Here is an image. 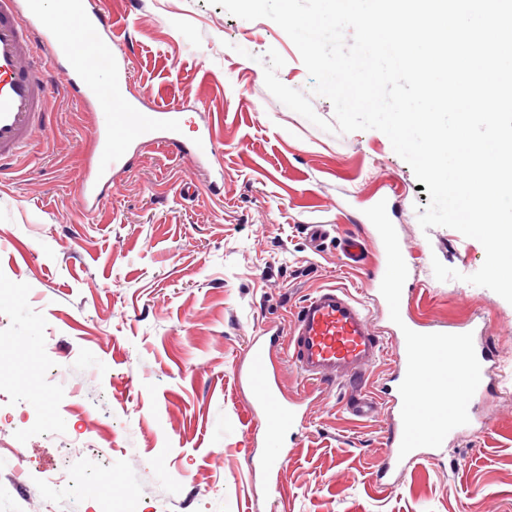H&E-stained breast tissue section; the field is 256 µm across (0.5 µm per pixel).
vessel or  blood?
<instances>
[{"instance_id":"b4317fda","label":"vessel or blood","mask_w":512,"mask_h":512,"mask_svg":"<svg viewBox=\"0 0 512 512\" xmlns=\"http://www.w3.org/2000/svg\"><path fill=\"white\" fill-rule=\"evenodd\" d=\"M42 0H0V163L19 159L34 135L50 124L48 72L63 79L61 89L81 105L108 103L112 112L106 125L95 131V149L84 162L82 196L84 211L99 207L101 188L110 184L114 169L126 167L133 144L159 135L170 151L188 153L197 162L213 154L211 131L193 142L181 137L182 107L175 102L143 108L126 94L128 69L125 55L112 44L108 21L90 8L88 0H55V11L73 19L87 41L73 46L64 41ZM111 70L112 81L100 82L99 73ZM372 278L382 288L388 316L402 335V343L386 349L375 330L365 301L342 285L327 286L301 301L293 312L288 337L260 336L249 348L244 380L255 395V405L272 433L296 431L306 420V406L318 391L346 384L351 393L347 410L357 417H371L382 406L392 416L385 448V468L375 474L384 480L389 468L413 464L424 449L442 447L448 436L474 427L476 406L491 380L485 327L470 323L464 337L468 359L458 362L445 356L422 353L418 345L450 341L454 333L408 318L405 291L392 287V271L374 265ZM391 353L394 368L380 392L363 391L366 375L384 353ZM288 360L300 380L296 395L283 391L281 360ZM456 382L461 395L448 402L441 395L418 409L422 384L447 389Z\"/></svg>"}]
</instances>
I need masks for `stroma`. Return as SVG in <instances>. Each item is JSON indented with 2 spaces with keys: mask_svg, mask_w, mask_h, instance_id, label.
Returning <instances> with one entry per match:
<instances>
[{
  "mask_svg": "<svg viewBox=\"0 0 512 512\" xmlns=\"http://www.w3.org/2000/svg\"><path fill=\"white\" fill-rule=\"evenodd\" d=\"M90 2L126 55L127 96L180 103L184 133L211 128L215 154L200 168L136 144L84 213L82 165L109 108L57 93L52 128L0 175V512L38 495L52 512H512V304L438 281L432 267L474 273L483 245L421 229L428 191L383 132L324 131L267 90L273 48L280 81L335 120L273 21L208 0ZM309 224L329 231L319 245ZM350 234L364 237L369 262L399 267L414 320L482 319L494 353L483 431L450 437L383 485L371 474L386 413L351 419L349 391L336 387L297 435L274 439L250 424L253 394L236 380L252 337L288 335L316 289L365 287L367 270L342 261ZM278 450L288 458L274 488L258 462ZM104 470L108 489L96 482ZM65 473L79 483H59Z\"/></svg>",
  "mask_w": 512,
  "mask_h": 512,
  "instance_id": "35a3bbf8",
  "label": "stroma"
}]
</instances>
